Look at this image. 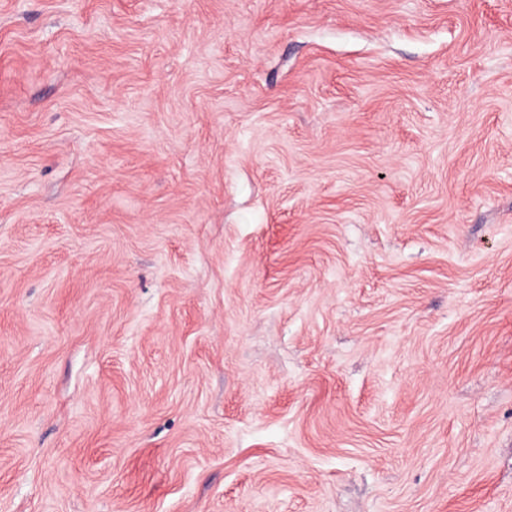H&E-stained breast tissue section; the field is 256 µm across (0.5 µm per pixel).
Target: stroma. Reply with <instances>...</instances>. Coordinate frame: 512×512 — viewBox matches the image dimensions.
Returning a JSON list of instances; mask_svg holds the SVG:
<instances>
[{
  "mask_svg": "<svg viewBox=\"0 0 512 512\" xmlns=\"http://www.w3.org/2000/svg\"><path fill=\"white\" fill-rule=\"evenodd\" d=\"M0 512H512V0H0Z\"/></svg>",
  "mask_w": 512,
  "mask_h": 512,
  "instance_id": "stroma-1",
  "label": "stroma"
}]
</instances>
